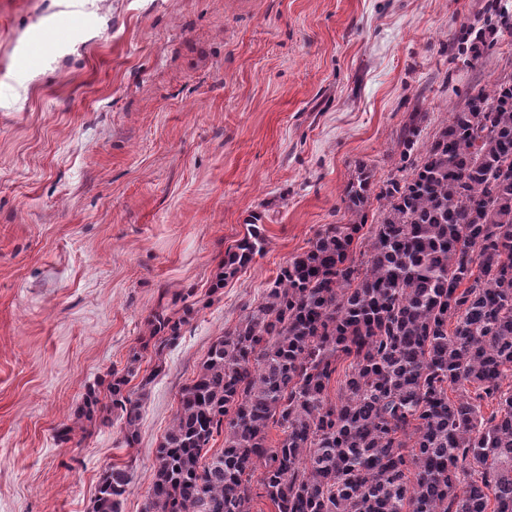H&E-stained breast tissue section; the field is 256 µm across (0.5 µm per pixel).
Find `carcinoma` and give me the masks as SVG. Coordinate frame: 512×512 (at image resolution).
<instances>
[{
	"instance_id": "obj_1",
	"label": "carcinoma",
	"mask_w": 512,
	"mask_h": 512,
	"mask_svg": "<svg viewBox=\"0 0 512 512\" xmlns=\"http://www.w3.org/2000/svg\"><path fill=\"white\" fill-rule=\"evenodd\" d=\"M485 13L497 24L457 35L466 65L487 35H512L508 0ZM418 120L398 139L397 171L411 176L379 184L358 164L346 191L355 220L288 260L265 303L213 342L155 449L143 512H251L257 498L274 512H512V76L452 108L421 151ZM372 197L381 218L364 234ZM356 238L366 241L359 258ZM265 242L251 225L225 252L224 278ZM183 324L148 320L156 355ZM343 357L350 371L333 402ZM142 358L112 371L110 404L90 395L78 414L117 413L129 447L141 397L163 371L160 362L129 388ZM271 424L282 432L275 446ZM221 433L223 450L203 461ZM130 469L104 472L92 512H121Z\"/></svg>"
}]
</instances>
